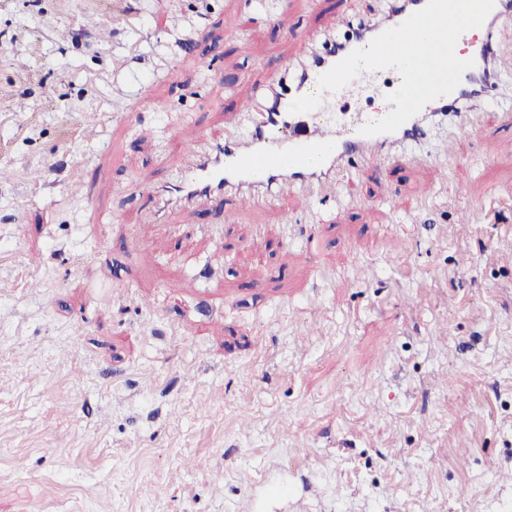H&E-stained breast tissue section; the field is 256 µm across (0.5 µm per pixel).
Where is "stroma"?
<instances>
[{
  "mask_svg": "<svg viewBox=\"0 0 512 512\" xmlns=\"http://www.w3.org/2000/svg\"><path fill=\"white\" fill-rule=\"evenodd\" d=\"M379 7L0 0V512H512V26L496 103L314 216L146 193Z\"/></svg>",
  "mask_w": 512,
  "mask_h": 512,
  "instance_id": "1",
  "label": "stroma"
}]
</instances>
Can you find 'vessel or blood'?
I'll use <instances>...</instances> for the list:
<instances>
[{
	"label": "vessel or blood",
	"mask_w": 512,
	"mask_h": 512,
	"mask_svg": "<svg viewBox=\"0 0 512 512\" xmlns=\"http://www.w3.org/2000/svg\"><path fill=\"white\" fill-rule=\"evenodd\" d=\"M425 4L426 0H386L382 16L343 15L336 34H313L310 56L279 67L240 113V120L250 124L248 137L240 138L235 126H227L222 137L196 153L188 174L152 188L151 196L167 203L204 198L223 212L238 201L260 207L292 194L302 213L308 214L320 189L339 170L370 165L393 146L415 149L430 121L457 114L472 101L485 105L494 101L498 85L484 72L495 53V31L512 24V0H494L484 23L459 37L461 59L474 62L461 84L428 103L395 132L366 136L359 129L371 120V113L331 112L335 101L349 103L364 97L378 75L361 73L334 93L320 89V76Z\"/></svg>",
	"instance_id": "1"
}]
</instances>
